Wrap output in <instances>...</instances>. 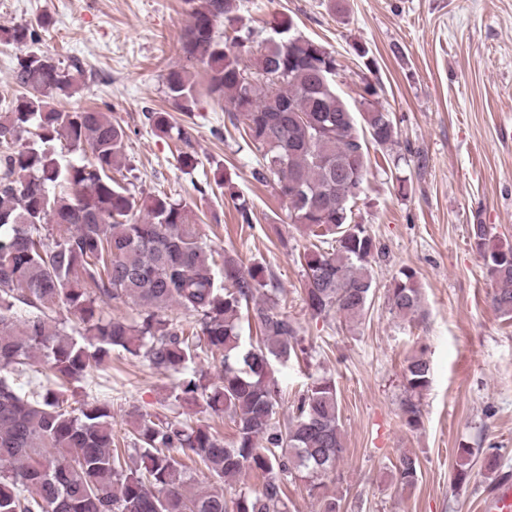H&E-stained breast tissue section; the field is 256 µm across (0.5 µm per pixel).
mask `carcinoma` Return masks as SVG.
Segmentation results:
<instances>
[{
	"instance_id": "obj_1",
	"label": "carcinoma",
	"mask_w": 512,
	"mask_h": 512,
	"mask_svg": "<svg viewBox=\"0 0 512 512\" xmlns=\"http://www.w3.org/2000/svg\"><path fill=\"white\" fill-rule=\"evenodd\" d=\"M192 21L179 39L182 63L165 76L166 97L181 112L198 100L194 68L206 91L224 101L234 128L262 152L260 181L274 176L292 223L317 244L304 253L306 310L359 323L374 294L372 261L381 253L354 207L363 192L369 147L399 144L392 114L379 106L377 83L361 78L360 107L338 95L336 59L295 32L291 19L252 51L239 0H186ZM224 34H217L218 25ZM20 50L14 69L22 93L0 109V512H288V483L304 482L320 512H340L326 479L344 452L335 385L307 387L283 425L270 361L308 355L295 322L263 292L267 269L244 265L203 241L190 206L167 194L136 197L114 174L126 165L125 128L99 109L62 110L76 92L80 59H55L33 46L35 29L0 32ZM144 118L159 136L185 139L166 112ZM64 139L87 159L62 163L51 142ZM57 233H52V226ZM481 221L469 240L493 282L492 303L512 319V244L493 243ZM111 301L137 306L132 319L107 318ZM391 310L422 313L416 273L403 268L388 289ZM75 323L57 326L54 307ZM180 314L174 316L172 308ZM259 333L245 346L241 321ZM119 349L158 372L184 375L175 400L206 406L235 426L231 443L211 426L133 413L116 439L112 403L68 391L88 385ZM221 358L214 381L189 370L201 356ZM429 361L414 353L403 369L404 423H420ZM205 467L214 485L188 484L182 458ZM418 459L399 460L400 482L418 480ZM261 488L227 505L221 483L242 473Z\"/></svg>"
}]
</instances>
